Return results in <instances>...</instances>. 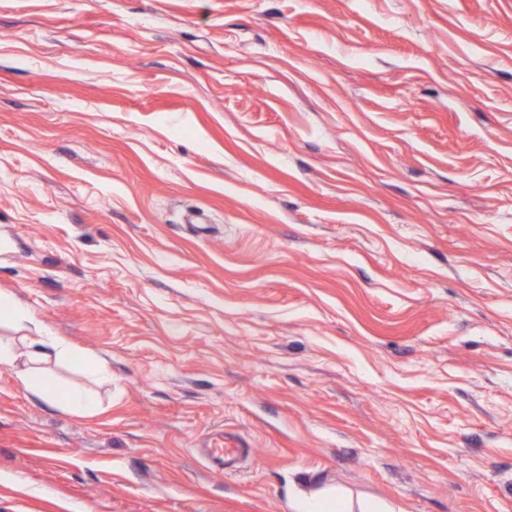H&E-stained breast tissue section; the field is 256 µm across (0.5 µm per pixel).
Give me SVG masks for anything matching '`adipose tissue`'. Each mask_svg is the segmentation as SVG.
I'll list each match as a JSON object with an SVG mask.
<instances>
[{
  "mask_svg": "<svg viewBox=\"0 0 512 512\" xmlns=\"http://www.w3.org/2000/svg\"><path fill=\"white\" fill-rule=\"evenodd\" d=\"M71 350L63 341L50 337L35 339L22 336L13 340L0 339V364L11 366L19 385L41 401L51 404L63 398L70 412L77 415L93 413L98 405L88 390L72 386L61 387L45 370L46 364L69 358ZM298 512H394L392 507L364 504L353 507L346 493L325 488L303 499Z\"/></svg>",
  "mask_w": 512,
  "mask_h": 512,
  "instance_id": "adipose-tissue-1",
  "label": "adipose tissue"
}]
</instances>
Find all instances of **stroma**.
<instances>
[{
    "mask_svg": "<svg viewBox=\"0 0 512 512\" xmlns=\"http://www.w3.org/2000/svg\"><path fill=\"white\" fill-rule=\"evenodd\" d=\"M0 291V512H512V0H0ZM71 351L66 343L51 336H39V339L20 336L18 340L7 341L0 338V364L15 370L17 381L24 390L48 404L61 396L70 412L88 415L97 408L95 396L82 387L62 388L42 367L52 360L69 359ZM210 457L215 465L223 467L224 458H234L242 454L243 448L238 440L233 436H224V440L207 448ZM297 507V512H353V505L346 493L331 488L306 497Z\"/></svg>",
    "mask_w": 512,
    "mask_h": 512,
    "instance_id": "stroma-1",
    "label": "stroma"
}]
</instances>
